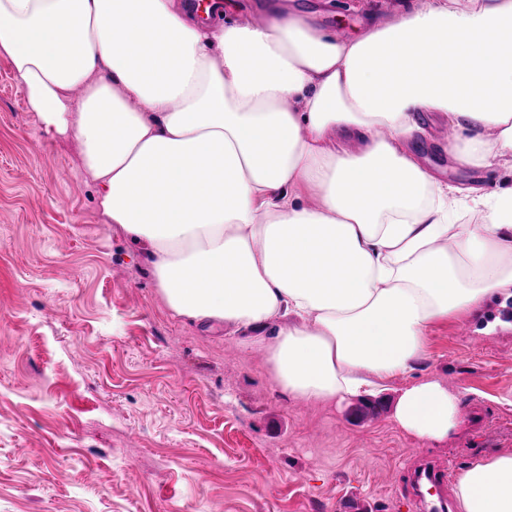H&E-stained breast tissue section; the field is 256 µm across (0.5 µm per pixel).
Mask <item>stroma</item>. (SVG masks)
I'll use <instances>...</instances> for the list:
<instances>
[{"label":"stroma","instance_id":"1","mask_svg":"<svg viewBox=\"0 0 512 512\" xmlns=\"http://www.w3.org/2000/svg\"><path fill=\"white\" fill-rule=\"evenodd\" d=\"M277 0L358 36L405 2ZM439 180L486 192L512 168H475L428 144ZM73 137L48 139L0 57V512H419L409 477L512 455V321L498 298L436 322L423 356L376 395L308 403L274 383L265 345L173 317L140 246L102 224ZM433 378L461 423L430 443L392 419Z\"/></svg>","mask_w":512,"mask_h":512}]
</instances>
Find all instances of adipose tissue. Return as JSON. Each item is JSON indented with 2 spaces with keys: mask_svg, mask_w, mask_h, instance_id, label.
<instances>
[{
  "mask_svg": "<svg viewBox=\"0 0 512 512\" xmlns=\"http://www.w3.org/2000/svg\"><path fill=\"white\" fill-rule=\"evenodd\" d=\"M506 39L512 0H428L348 40L180 0H0V56L45 133L77 140L172 315L267 339L274 381L307 402L373 392L434 322L512 292V187L443 183L409 147L438 112L451 159L512 164ZM466 197L485 223H456ZM393 418L441 442L458 399L422 380ZM458 502L512 512V456L469 467Z\"/></svg>",
  "mask_w": 512,
  "mask_h": 512,
  "instance_id": "1",
  "label": "adipose tissue"
}]
</instances>
